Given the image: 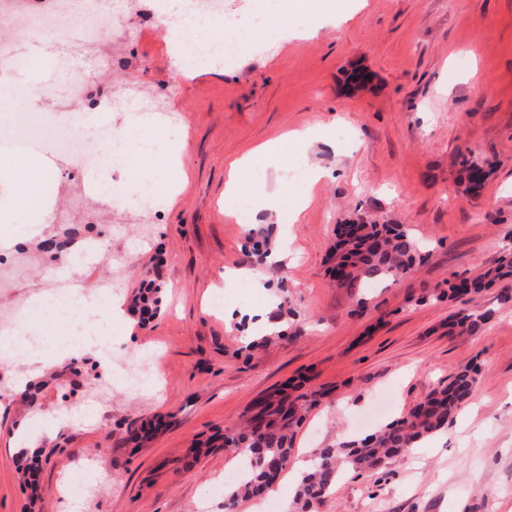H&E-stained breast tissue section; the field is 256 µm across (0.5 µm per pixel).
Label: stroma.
Masks as SVG:
<instances>
[{
  "mask_svg": "<svg viewBox=\"0 0 512 512\" xmlns=\"http://www.w3.org/2000/svg\"><path fill=\"white\" fill-rule=\"evenodd\" d=\"M311 37L289 35L233 52L223 71L172 66L159 25L145 12L126 19L140 41L109 37L76 64L94 77L70 101L36 97L32 108L81 126L120 127L130 112L113 106L114 88L138 91L139 108L160 100L163 119L185 137V188L153 213L142 240L139 212L107 205L115 179L130 171H85L34 151L52 175L40 190L51 212L44 236L81 228L77 244L102 241L99 262H131L117 281L121 294L142 286L141 272L157 269L162 311L148 321L103 322L113 357L148 358L161 369V392L112 388L102 405L96 360L76 361L66 387L43 372L41 412L73 417L54 431L32 419L18 396L0 400V512H220L223 478L237 465L232 448H216L175 467L193 442L234 427L260 396L305 375L333 389L295 433L296 454L371 432L444 386L453 373L479 365L469 403L447 428L376 471L347 475L317 512H512V301L502 284L479 296L448 299L449 283L473 278L512 252V0H347L344 9L305 18ZM27 63L25 82L59 85L67 77L49 50ZM370 76L362 86L348 76ZM338 121L346 137L317 130ZM272 142L287 169L258 165L256 180L287 189L289 202L310 200L297 224L253 198L251 221L269 226L273 242L290 239L280 263H252L244 225L224 212L232 162ZM489 162L477 194L459 184V155ZM318 168L314 187L296 172ZM95 177L96 191L87 188ZM405 225L424 245L421 266L373 289L349 292L327 274L337 225ZM236 267L270 286L285 283L294 315L290 336L250 350L238 322L224 313L255 309L267 299L249 283L224 285ZM223 302L207 305L214 289ZM463 308L486 313L479 333L450 331ZM165 417V427L142 444L127 439L133 421ZM24 426L36 447L40 495L29 503L10 436ZM104 451L108 477L91 463ZM70 485L59 492L58 478Z\"/></svg>",
  "mask_w": 512,
  "mask_h": 512,
  "instance_id": "35a3bbf8",
  "label": "stroma"
}]
</instances>
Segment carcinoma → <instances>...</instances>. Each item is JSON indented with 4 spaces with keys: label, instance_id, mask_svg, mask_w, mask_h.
<instances>
[{
    "label": "carcinoma",
    "instance_id": "obj_1",
    "mask_svg": "<svg viewBox=\"0 0 512 512\" xmlns=\"http://www.w3.org/2000/svg\"><path fill=\"white\" fill-rule=\"evenodd\" d=\"M464 191L476 193L482 187L489 168L485 163L464 156L459 161ZM252 248L249 255L256 264L265 263L271 249L270 238L262 232H250ZM71 241L51 236L41 242L45 252L62 254ZM422 248L402 224H338L336 245L329 256L331 278L338 288L353 290L380 283L409 272L424 261ZM512 281V254L503 256L496 267L473 279H462L448 287V297L478 294L491 283ZM154 271H143L141 292L131 300L132 310L143 320L155 317L161 310L160 290L152 287ZM487 314L460 311L451 323L467 333L477 332ZM480 371L466 367L448 378V385L433 392L406 415L399 417L375 433L347 439L336 445L319 448L310 458L296 487L291 512H314L336 490V485L349 474H360L382 467L390 460L407 454L416 444L448 426L449 420L473 395ZM328 396V391L303 389V385L287 382L261 398L246 414L243 424L225 430L218 437L225 448H249L245 476L229 487L224 495V512H236L240 501L265 495L288 468L293 458L296 429L305 420L308 410ZM164 424L159 418L138 426L130 425L129 436L146 440ZM37 457L20 453L18 468L30 485Z\"/></svg>",
    "mask_w": 512,
    "mask_h": 512
}]
</instances>
